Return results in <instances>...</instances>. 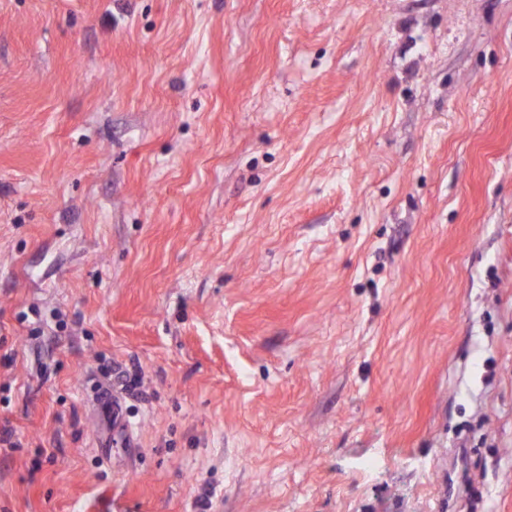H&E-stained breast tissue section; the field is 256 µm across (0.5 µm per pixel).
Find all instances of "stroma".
<instances>
[{
  "label": "stroma",
  "instance_id": "1",
  "mask_svg": "<svg viewBox=\"0 0 512 512\" xmlns=\"http://www.w3.org/2000/svg\"><path fill=\"white\" fill-rule=\"evenodd\" d=\"M4 427L0 512H512V0H0Z\"/></svg>",
  "mask_w": 512,
  "mask_h": 512
}]
</instances>
